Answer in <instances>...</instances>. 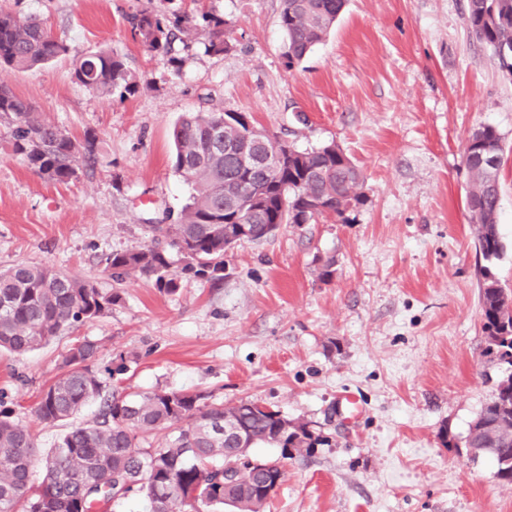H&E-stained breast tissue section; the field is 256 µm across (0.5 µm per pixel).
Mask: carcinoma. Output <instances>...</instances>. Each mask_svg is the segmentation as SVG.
<instances>
[{
    "mask_svg": "<svg viewBox=\"0 0 512 512\" xmlns=\"http://www.w3.org/2000/svg\"><path fill=\"white\" fill-rule=\"evenodd\" d=\"M346 0H281L280 26L286 35L288 62L300 61L331 30ZM205 49L225 50L222 16L204 15ZM467 28L512 71V0H467ZM132 25L153 52L175 66V42L193 30L190 22L161 11L142 12ZM67 46L35 18L20 20L0 14V66L31 70L66 54ZM73 77L85 88L124 98L137 92L138 77L110 51L76 61ZM10 130L13 151L49 180L66 182L76 175L78 146L58 127L39 117L26 99L0 86V125ZM224 113H192L172 129L174 172L192 188L190 203L174 224L152 225L151 242L116 250L104 258L114 281L130 276L152 278L158 288L176 293L188 278L219 282L224 254L241 242L213 229L235 225L233 197L237 174L224 154ZM502 138L484 126L464 147L469 178L467 207L476 250L490 262L503 251L498 231L499 188L487 187L482 159L501 156ZM359 167L336 145L310 150L291 148L288 167L271 174L258 166L251 175L252 237L259 242L271 225L308 224L319 216L344 217L364 203ZM181 256L174 267L170 250ZM482 321L489 350L512 368V299L483 268ZM117 295L74 279L46 265L16 264L0 270V351L24 354L59 336L77 323L97 318ZM99 345L84 339L61 356L55 380L46 386L34 410L43 423L65 428L57 443L40 450L37 435L21 426L15 410L0 401V512H111L112 503L131 493L144 496L149 512H260L269 496L261 493L268 472L251 465L236 438H224V415L233 417L254 448L281 449L270 459L283 475L284 461L326 444L308 424L280 426L278 412L258 403L226 404L209 394L153 391L127 399L112 391V379L127 371L125 363L96 365ZM100 399L102 409L92 422L72 419L86 403ZM152 434L157 444L145 442ZM463 447L472 457L491 456L496 476L512 484V372L504 376L496 396L469 427ZM44 478L31 482L35 463Z\"/></svg>",
    "mask_w": 512,
    "mask_h": 512,
    "instance_id": "carcinoma-1",
    "label": "carcinoma"
}]
</instances>
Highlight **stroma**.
Listing matches in <instances>:
<instances>
[{
	"instance_id": "obj_1",
	"label": "stroma",
	"mask_w": 512,
	"mask_h": 512,
	"mask_svg": "<svg viewBox=\"0 0 512 512\" xmlns=\"http://www.w3.org/2000/svg\"><path fill=\"white\" fill-rule=\"evenodd\" d=\"M466 0H348L329 35L289 63L280 0H0L62 40L65 56L4 84L77 143L75 176L46 180L0 126V269L52 266L119 293L103 316L23 356L0 353V397L53 445L34 410L60 357L96 341L98 365L126 362L119 392L210 393L308 424L327 442L288 460L267 512H512L489 456L448 446L496 394L504 367L482 331L481 271L512 291V73L472 37ZM224 16L228 51L197 28L172 70L134 30L140 11ZM101 49L140 79L101 97L74 63ZM245 112L297 149L336 144L362 170L348 222L285 224L224 257V278L110 279L106 254L174 222L190 189L172 169L171 131L189 113ZM484 125L500 134L499 259L477 253L463 149ZM332 275L320 276L323 264ZM345 392L362 401L340 414Z\"/></svg>"
}]
</instances>
